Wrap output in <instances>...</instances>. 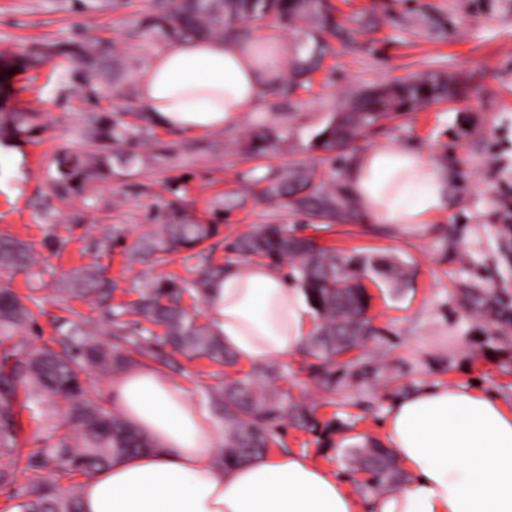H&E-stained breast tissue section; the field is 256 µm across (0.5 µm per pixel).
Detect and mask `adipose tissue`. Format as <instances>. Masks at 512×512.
<instances>
[{"label":"adipose tissue","instance_id":"obj_1","mask_svg":"<svg viewBox=\"0 0 512 512\" xmlns=\"http://www.w3.org/2000/svg\"><path fill=\"white\" fill-rule=\"evenodd\" d=\"M184 38L166 42L137 78L141 105L160 127L204 134L257 111L284 77L272 41ZM361 220L428 223L448 201V176L423 153L374 146L342 173ZM210 326L245 365L297 353L314 325L303 288L260 262L227 266L207 289ZM110 400L153 449L113 459L81 489L82 512H361L343 481L307 455L275 452L222 467L224 433L177 382L148 365L125 371ZM390 449L411 476L375 512H512V410L454 384H427L397 399L385 421Z\"/></svg>","mask_w":512,"mask_h":512}]
</instances>
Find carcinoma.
Wrapping results in <instances>:
<instances>
[{"label": "carcinoma", "instance_id": "obj_1", "mask_svg": "<svg viewBox=\"0 0 512 512\" xmlns=\"http://www.w3.org/2000/svg\"><path fill=\"white\" fill-rule=\"evenodd\" d=\"M273 18L282 22L303 20L291 74L296 85L309 81L322 62L326 45L324 31L340 29L326 0H156L151 13L142 17L132 37L149 44L196 37L248 40L245 20ZM54 56L69 57L74 69L70 77L91 96L98 95V82L109 91H120L132 98L127 81L129 66L113 50L110 41L94 38L69 44H43L27 53L0 55V134L18 138L29 134L28 112L7 111L8 71L36 65ZM459 93L456 80L428 73L406 82L379 85L351 98L334 113L311 140L310 149L328 153L347 151L378 121L393 112H413ZM85 135L101 143L100 150L87 156L61 155L55 158L56 176L51 184L57 195L83 191L90 184L116 174L114 162L127 166L134 155L112 154V146L130 144L132 129L112 121L108 114L85 129ZM288 137V132L270 128L257 132L245 150L262 157ZM258 195L275 207H287L332 223L358 221V204L344 184L325 180L316 169L294 166L286 172L262 178ZM164 223L150 228L138 239L135 249L149 266H160L173 253L193 251V256L212 254L219 246L217 224H199L186 218L176 207L163 216ZM231 250L246 259L277 265L291 260L290 275L304 288L317 323L306 344L313 359L310 371L326 388L336 386L337 374L353 369L363 376L361 356L343 359L375 335L367 316L372 296L364 281L376 287L400 288L407 283L408 271L397 257L354 251L340 253L324 248L312 239L298 236L286 224H261L238 237ZM30 256L25 245L0 238V269L28 273ZM224 267L205 264L198 277L187 283L175 277L146 282L137 299L128 307L112 303L115 286L92 267L75 270L64 288L73 298L89 303L112 327V343H102L95 328L82 319L66 321L56 329L51 343L33 346L14 341L21 329L35 321L30 308L12 289L0 287V483L14 481L19 466L37 473L26 484L15 504L18 512H81L80 486L61 485V478L72 473L91 476L125 454L155 447L153 439L112 413L100 396L89 388L82 375L104 376L120 373L145 362L165 369L176 368L171 356L205 357L211 362L231 365L232 356L212 333L208 324H198L183 306V295L205 294L209 281ZM470 312L493 330L512 327V310L500 304L491 292L464 293ZM134 314L140 320H129ZM163 329L157 335L153 327ZM170 347L166 352L163 347ZM280 369L262 365L241 378L218 383L209 390V401L224 421V446L217 451L216 464L233 465L264 455L271 447L283 448L280 421L287 417L299 429L318 427L314 408L294 400L273 387ZM30 402L55 406L65 401L57 414L51 434L43 445L22 456L16 444L18 425L13 409L19 388ZM352 461L371 475L370 486L388 490L402 482L393 452L380 442L364 440L350 450Z\"/></svg>", "mask_w": 512, "mask_h": 512}]
</instances>
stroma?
<instances>
[{
	"mask_svg": "<svg viewBox=\"0 0 512 512\" xmlns=\"http://www.w3.org/2000/svg\"><path fill=\"white\" fill-rule=\"evenodd\" d=\"M330 2L352 37L324 33L332 52L309 87L271 95L259 111L207 135L154 128L131 147L138 157L131 175L113 176L82 194L52 193L55 154L93 152L83 131L98 114L127 126L135 125L134 115L115 108L111 97L88 100L64 78L62 58L15 75L10 105L36 119L30 136L0 139V235L27 245L36 276L0 271V287L31 294L40 306L20 340H49L57 325L77 314L107 333L98 311L62 295L64 281L74 268L97 265L117 284L114 302L127 303L144 281L172 274L195 279L202 258L178 253L168 264L148 266L132 252L135 240L161 223L172 203L196 220L219 225L216 264L227 260L230 243L258 224L301 226L321 243L346 251L372 247L395 254L414 276L405 288L373 292L370 314L378 334L361 352L376 375L362 381L342 372L335 388H326L309 373L301 350L285 358L286 370L275 381L316 407L320 423L343 426L333 435L286 426L288 450L329 468L366 507L377 494L367 486L368 474L343 451L367 438L384 441L396 398L429 383L476 385L512 410V334L493 333L462 302L464 290L491 289L512 307V0ZM152 7L153 0H0V52L84 33L110 39L135 76L154 48L130 32ZM429 72L454 78L463 95L395 113L369 128L356 148L403 145L446 170L448 206L430 223L408 230L365 221L323 230L318 220L255 196V181L294 165L340 180L349 152L312 150V136L354 94ZM271 125L287 130V142L259 159L247 155L244 147L254 133ZM175 361L168 378L204 408L208 389L236 375L235 368L202 358L179 355Z\"/></svg>",
	"mask_w": 512,
	"mask_h": 512,
	"instance_id": "1",
	"label": "stroma"
}]
</instances>
